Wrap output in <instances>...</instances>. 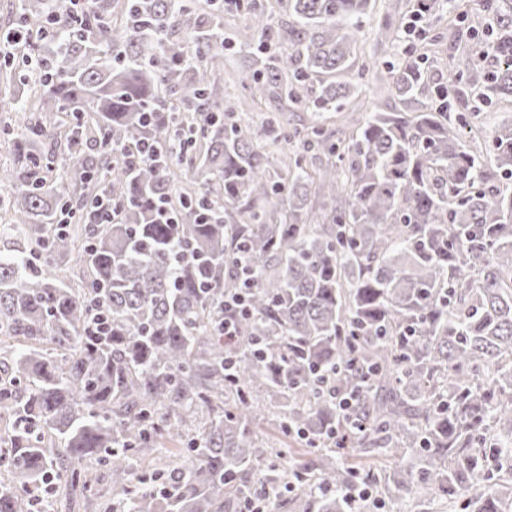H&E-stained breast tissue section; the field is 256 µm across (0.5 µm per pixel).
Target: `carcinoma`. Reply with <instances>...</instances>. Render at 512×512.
Returning <instances> with one entry per match:
<instances>
[{
	"label": "carcinoma",
	"instance_id": "carcinoma-1",
	"mask_svg": "<svg viewBox=\"0 0 512 512\" xmlns=\"http://www.w3.org/2000/svg\"><path fill=\"white\" fill-rule=\"evenodd\" d=\"M20 0L4 35L33 34L44 64L0 112L24 117L0 170V512H36L58 482L110 512H374L378 497L429 512H512V122L492 162L466 146L457 105L512 98V7L493 65L433 78L420 56L388 79L402 107L357 119L346 138L288 113L334 112L352 94L371 0H288L292 20L224 4ZM449 0H417L427 18ZM255 48L246 84L261 127L224 105V51ZM183 151L172 152L175 131ZM147 141L162 162L129 161ZM296 141L282 172L269 148ZM170 200L175 222L157 214ZM321 200L315 211L313 198ZM118 205L109 224L96 204ZM257 267L248 312L224 336L240 250ZM72 260L88 279L62 275ZM106 334L89 332L97 313ZM351 402L349 410L339 399ZM282 437L262 445L257 426ZM183 442L166 490L140 466ZM409 463L373 483L350 462Z\"/></svg>",
	"mask_w": 512,
	"mask_h": 512
}]
</instances>
